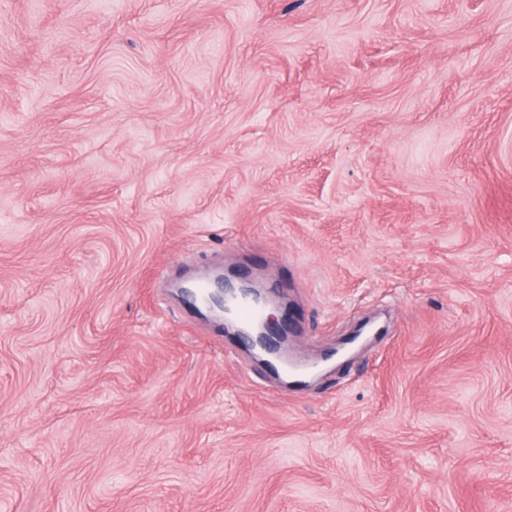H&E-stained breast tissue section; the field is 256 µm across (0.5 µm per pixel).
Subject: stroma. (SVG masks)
Listing matches in <instances>:
<instances>
[{
  "instance_id": "stroma-1",
  "label": "stroma",
  "mask_w": 512,
  "mask_h": 512,
  "mask_svg": "<svg viewBox=\"0 0 512 512\" xmlns=\"http://www.w3.org/2000/svg\"><path fill=\"white\" fill-rule=\"evenodd\" d=\"M0 512H512V0H0ZM206 302L211 308L224 313L226 320L234 313L235 306L242 301H251L253 303L264 305L265 301L258 288L248 283L234 286L232 283L224 281V288L209 287L207 289ZM239 335L246 334L250 338V346L261 354L278 355L282 344L288 338L287 326L282 319L273 313L265 314L262 320L247 332L239 330Z\"/></svg>"
}]
</instances>
